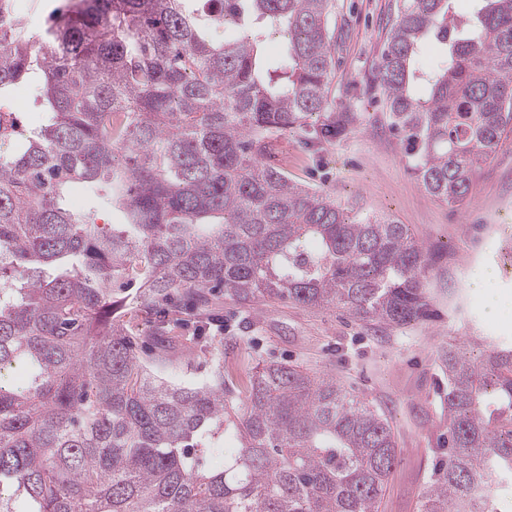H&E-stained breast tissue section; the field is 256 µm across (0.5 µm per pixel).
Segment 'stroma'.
Instances as JSON below:
<instances>
[{
  "instance_id": "stroma-1",
  "label": "stroma",
  "mask_w": 512,
  "mask_h": 512,
  "mask_svg": "<svg viewBox=\"0 0 512 512\" xmlns=\"http://www.w3.org/2000/svg\"><path fill=\"white\" fill-rule=\"evenodd\" d=\"M402 0H334L331 29L336 41L331 94L347 113L344 130L331 141H305L296 133L277 142L272 161L291 179L324 191L361 218L408 225L433 257L425 281L432 318L400 327L364 323L343 309H310L290 301L263 300L242 306L212 301L202 348L172 349L161 373L175 383L200 382L216 364L236 405L248 396L257 363L298 365L332 376L384 414L400 453L380 512H419L435 470L448 454V380L441 356L449 344L474 350L512 346V315L487 314L490 295L512 300V136L477 169L466 204L451 205L424 189L382 106L374 64ZM67 208L94 211L103 231L118 216L95 189L72 184ZM488 246L484 264L496 278L486 287L457 279L471 245Z\"/></svg>"
}]
</instances>
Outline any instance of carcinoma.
I'll return each mask as SVG.
<instances>
[{"label":"carcinoma","instance_id":"1","mask_svg":"<svg viewBox=\"0 0 512 512\" xmlns=\"http://www.w3.org/2000/svg\"><path fill=\"white\" fill-rule=\"evenodd\" d=\"M403 0L376 79L425 190L462 205L512 132V0ZM64 0L45 38L0 24V99L40 78L47 122L0 155V512H379L397 460L388 419L334 378L257 364L243 412L224 367L178 384L139 362L116 284L157 349L180 342L159 306L213 291L242 305L340 307L366 323L431 315V255L408 225L357 218L266 161L276 138L337 137L330 98L332 0ZM236 30L231 39L216 29ZM278 34L283 65L263 62ZM441 65L416 66L423 41ZM424 85L428 96L414 88ZM74 182L103 189L121 219L64 207ZM448 461L420 512H483L478 491L512 476V348L448 345ZM237 437L224 469L204 456Z\"/></svg>","mask_w":512,"mask_h":512}]
</instances>
